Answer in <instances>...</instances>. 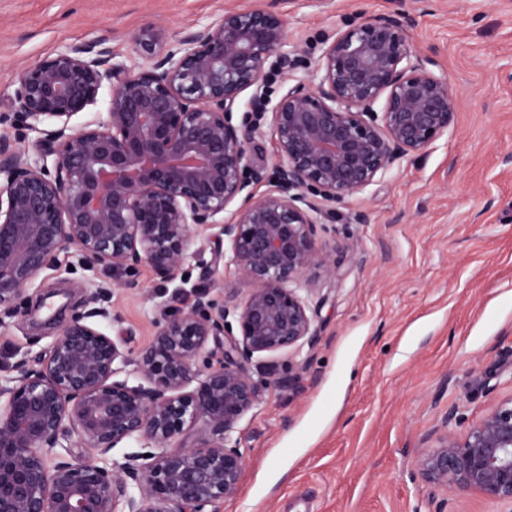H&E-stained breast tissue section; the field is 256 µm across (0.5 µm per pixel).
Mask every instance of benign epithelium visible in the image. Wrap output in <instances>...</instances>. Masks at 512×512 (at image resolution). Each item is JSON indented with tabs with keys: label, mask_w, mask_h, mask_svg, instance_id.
Masks as SVG:
<instances>
[{
	"label": "benign epithelium",
	"mask_w": 512,
	"mask_h": 512,
	"mask_svg": "<svg viewBox=\"0 0 512 512\" xmlns=\"http://www.w3.org/2000/svg\"><path fill=\"white\" fill-rule=\"evenodd\" d=\"M412 25L396 14L336 31L310 82L282 87L274 176L259 197L246 177L256 130L232 111L247 90L266 96L270 59L288 65L279 12L229 11L176 41L146 23L137 72L95 39L18 73L17 120L38 137L21 148L0 135V314L31 316L24 291L71 249L87 271H125L128 288L143 262L172 281L199 257V227L227 240V264L254 288L241 300L226 284L198 292L137 352L85 315L55 318L53 344L0 375V512H219L237 495L245 456L233 433L257 403L249 364L318 336L306 273L326 262L319 233L336 205L454 121L448 75L411 49ZM106 83V117L72 126ZM129 366L144 383L116 379ZM461 420L449 407L437 445L417 456L416 477L442 494L432 512L469 493L512 507V396L460 435ZM199 424L200 443L182 444ZM74 437L96 455L61 460ZM124 441L140 451L109 462Z\"/></svg>",
	"instance_id": "7a95c632"
}]
</instances>
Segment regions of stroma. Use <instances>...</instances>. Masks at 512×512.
Here are the masks:
<instances>
[{
	"instance_id": "obj_1",
	"label": "stroma",
	"mask_w": 512,
	"mask_h": 512,
	"mask_svg": "<svg viewBox=\"0 0 512 512\" xmlns=\"http://www.w3.org/2000/svg\"><path fill=\"white\" fill-rule=\"evenodd\" d=\"M271 8L286 20V51L304 77L326 35L363 17L407 9L412 47L433 56L458 99L454 122L428 152L394 164L336 207V230L319 243L331 264L309 271L320 298L313 349L255 357L258 401L236 426L246 456L240 491L222 512H431L415 459L435 445L449 407L465 423L512 396V0H0V134L17 146L34 132L9 120L22 68L78 40L107 39L139 69L133 38L148 22L172 33L230 10ZM268 112L241 101L234 124L256 127L252 165L265 192L276 143ZM192 284L164 282L148 264L138 286L122 273L98 277L101 325L132 350L147 346L163 308L189 310L195 285L251 281L226 266L227 242L197 232ZM88 273L60 255L25 291L32 320L0 321V373L56 339L48 304L86 313ZM306 362L298 389L270 374Z\"/></svg>"
}]
</instances>
